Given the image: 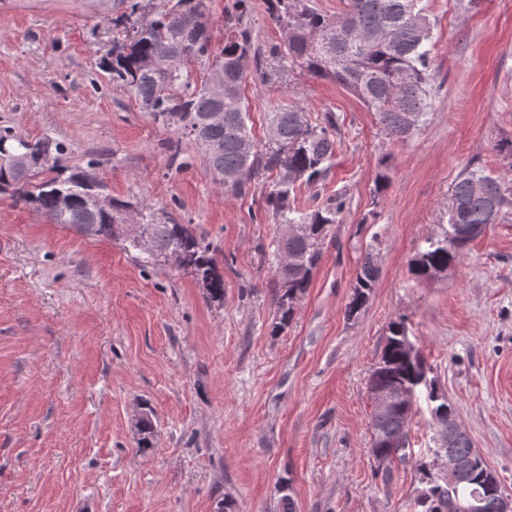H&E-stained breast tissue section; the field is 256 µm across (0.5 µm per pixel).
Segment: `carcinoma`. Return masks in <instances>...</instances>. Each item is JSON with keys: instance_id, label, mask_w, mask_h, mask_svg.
I'll list each match as a JSON object with an SVG mask.
<instances>
[{"instance_id": "cac0c4a2", "label": "carcinoma", "mask_w": 512, "mask_h": 512, "mask_svg": "<svg viewBox=\"0 0 512 512\" xmlns=\"http://www.w3.org/2000/svg\"><path fill=\"white\" fill-rule=\"evenodd\" d=\"M151 2L132 0L129 12L115 19V25L126 27V31L113 42L101 68L115 87L138 101L154 120L177 127L195 142L201 133L219 144L217 156L208 154L201 144L198 148L225 193L244 196L257 176L271 174L274 181L265 196L266 211L280 224L307 225L306 233L276 241V311L270 334L279 335L294 320L296 305L320 263L327 233L339 223L346 206L341 195L308 211L294 204L298 182L316 183L328 176L341 128L336 113L324 112L312 120L304 108L289 102L268 115V127L275 130L276 140L257 142L242 94L246 66L260 63L266 55H286L314 77L347 89L378 116L389 138L403 141L424 122L430 106L433 22L423 0H340L343 7L334 14L316 8L311 0H266L269 18L288 32V41L263 49L255 45L253 37L252 0H233L224 12V42L217 46L201 9L202 0H164L158 7ZM213 60L224 62L222 99L210 96L204 87ZM218 111L224 113L223 124L205 125L207 114ZM31 147L48 156L61 153L48 139L33 141L8 128L0 129L1 156L23 154ZM46 170L56 175L32 184V177ZM227 173L234 178L222 179ZM0 188L16 201L43 211L53 223L72 224L94 236H114V225L122 223L123 212L130 208L129 203L114 199L111 210L94 209L85 184L74 173L64 174L58 156L47 168L0 165ZM62 194L69 198L64 210L58 208ZM511 208L512 191L497 178L482 170L463 173L452 191L448 231L429 240L428 248L415 260L412 274L427 279L430 271L457 262L474 239L471 230L499 223ZM138 216L151 233L152 249L144 253L131 240L126 242L128 251L153 265L178 252L180 267L195 276L208 297L215 301L224 298V278L216 270L209 245L184 224L157 223L147 204L138 206ZM377 278L378 268L368 252L356 273L347 315L361 310ZM404 335L403 322L391 323L381 359L368 382V388L389 392L396 399L405 388L427 384L424 359L408 361L403 356L400 340ZM428 399L433 403V441L446 446L454 420L441 425L436 416L453 405L446 398H436L433 390ZM408 424L406 412L398 409L388 415L372 414V453L387 473L392 463L410 457ZM136 428L139 447H152L155 426L151 414L141 413ZM450 452L462 464V478L451 487L424 486V495L417 501L422 512H458V505L473 497L480 501L479 512H500L498 496L485 490L490 467L482 453L468 444H456Z\"/></svg>"}]
</instances>
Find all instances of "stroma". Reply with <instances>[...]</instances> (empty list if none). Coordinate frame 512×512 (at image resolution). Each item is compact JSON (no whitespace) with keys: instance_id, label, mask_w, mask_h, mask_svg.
<instances>
[{"instance_id":"1","label":"stroma","mask_w":512,"mask_h":512,"mask_svg":"<svg viewBox=\"0 0 512 512\" xmlns=\"http://www.w3.org/2000/svg\"><path fill=\"white\" fill-rule=\"evenodd\" d=\"M423 4L434 93L405 140L288 58L247 71L256 138L286 100L341 124L328 177L300 186L297 203L342 192L346 207L294 321L273 336L282 228L264 210L269 181L225 194L191 138L113 86L99 63L122 35L124 0H0V128L59 143L64 165L95 172L113 198L192 225L224 278L223 300H210L190 271L0 195V512H217L226 498L234 512H280L285 493L295 512H414L415 461L433 446L425 388L412 459L387 472L371 451L367 380L398 320L512 495V214L437 277L411 272L447 228L463 172L512 189L494 148L512 139V0ZM367 252L379 276L350 316ZM145 404L157 433L143 451Z\"/></svg>"}]
</instances>
